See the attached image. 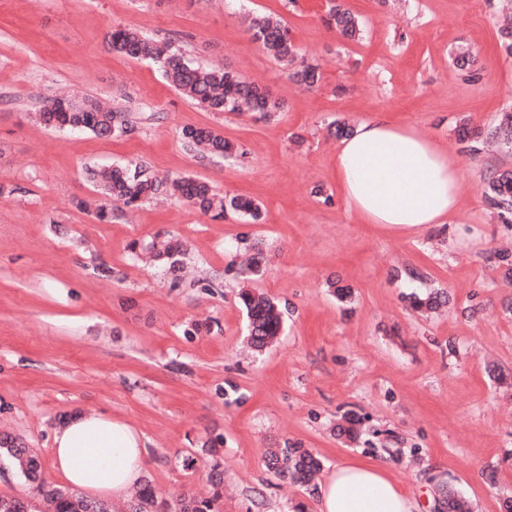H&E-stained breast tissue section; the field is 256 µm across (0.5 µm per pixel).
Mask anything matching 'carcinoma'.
I'll return each mask as SVG.
<instances>
[{
    "label": "carcinoma",
    "instance_id": "carcinoma-1",
    "mask_svg": "<svg viewBox=\"0 0 512 512\" xmlns=\"http://www.w3.org/2000/svg\"><path fill=\"white\" fill-rule=\"evenodd\" d=\"M325 22L344 39L354 40L359 35L355 15L336 0H330ZM245 23L252 41L269 56L283 62L294 59L296 49L281 18L255 14L246 18ZM109 44L115 52L157 64L167 82L184 99L207 112H257L270 117L282 110V103L266 89L234 70L195 65L176 40L149 36L134 27L119 25L112 29ZM291 78L312 89L320 82L321 75L316 65L303 60L292 69ZM36 119L53 131L78 130L99 137L123 136L134 129L129 114L107 108L92 98L80 102L55 98L39 108ZM489 136L512 148V111L502 113L499 124ZM179 137L203 160L229 159L239 152L237 146L209 127L184 126ZM87 176L102 196L101 203L94 210L95 219L101 223H109L118 214L136 210L144 203L161 197L184 201L214 221L224 219L229 212L244 215L253 222L260 219V208L254 201L226 197L202 178H161L143 164L133 168L120 165L91 168L87 170ZM486 199L489 206L498 211L503 223H512V170H502L490 178ZM128 249L136 256L144 252L150 254L154 262L166 268L173 286L180 284L182 257L185 255L180 240L170 238L148 243L133 240ZM240 299L247 312L251 340L255 347L262 348L279 333L281 312L271 299L248 290L241 292ZM0 455L9 458L37 492L35 503L23 497L0 496V512H112V505L105 501L89 499L72 488L47 481L40 454L8 432L0 433ZM269 468L277 476L290 475L307 486L320 470V461L305 449L288 446L272 456ZM208 478L211 495L183 497L175 512H219V503L224 497V469L219 461L212 464ZM156 505L155 493L148 485L135 495L132 502L135 512H156Z\"/></svg>",
    "mask_w": 512,
    "mask_h": 512
}]
</instances>
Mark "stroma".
<instances>
[{
  "label": "stroma",
  "instance_id": "obj_1",
  "mask_svg": "<svg viewBox=\"0 0 512 512\" xmlns=\"http://www.w3.org/2000/svg\"><path fill=\"white\" fill-rule=\"evenodd\" d=\"M362 35L339 38L328 0H0V429L53 467L61 417L104 412L135 427L163 512L204 493L224 468L221 512H316L317 494L280 479L268 456L307 448L324 470L361 457L388 465L422 512L450 486L476 512L512 497V283L495 262L512 224L485 193L512 152H471L456 127L486 130L512 107V56L498 25L512 0H343ZM281 17L321 65L305 91L253 43L243 14ZM178 38L205 67H230L283 104L265 118L207 112L153 64L112 51L113 27ZM470 51L476 63L453 59ZM66 91L109 101L135 129L119 138L57 133L34 115ZM387 112L448 146L461 186L447 224H362L336 189L333 120ZM207 126L240 156L203 160L178 135ZM147 163L159 176L210 181L254 200L261 219L214 221L179 202L111 223L90 199V168ZM169 233L187 248L188 282L172 287L127 245ZM262 252L258 275L238 264ZM350 288L348 301L333 287ZM283 313L264 350L250 344L239 294ZM440 289L448 306L410 308ZM356 437L341 434L347 417Z\"/></svg>",
  "mask_w": 512,
  "mask_h": 512
}]
</instances>
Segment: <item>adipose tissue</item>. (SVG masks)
I'll return each mask as SVG.
<instances>
[{"label": "adipose tissue", "mask_w": 512, "mask_h": 512, "mask_svg": "<svg viewBox=\"0 0 512 512\" xmlns=\"http://www.w3.org/2000/svg\"><path fill=\"white\" fill-rule=\"evenodd\" d=\"M347 209L364 224H446L461 188L445 143L377 114L341 139L333 158ZM146 449L127 423L78 412L53 436L54 465L71 486L97 498L125 499L146 475ZM317 512H419L413 493L387 466L347 459L318 488Z\"/></svg>", "instance_id": "ef3b65f1"}]
</instances>
